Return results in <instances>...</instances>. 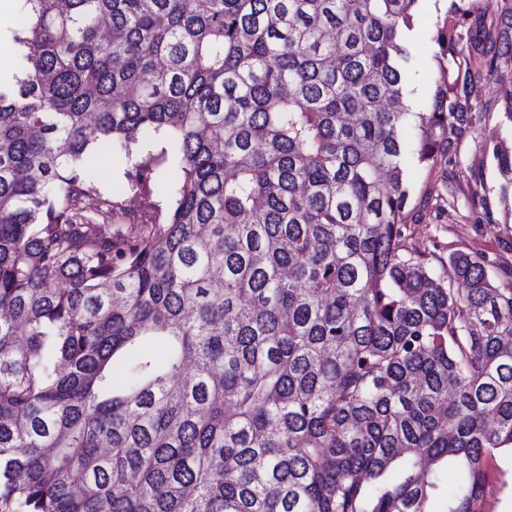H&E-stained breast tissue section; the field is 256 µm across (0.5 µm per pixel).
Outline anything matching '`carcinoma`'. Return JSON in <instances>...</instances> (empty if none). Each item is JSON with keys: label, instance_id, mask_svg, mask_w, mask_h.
Listing matches in <instances>:
<instances>
[{"label": "carcinoma", "instance_id": "1", "mask_svg": "<svg viewBox=\"0 0 512 512\" xmlns=\"http://www.w3.org/2000/svg\"><path fill=\"white\" fill-rule=\"evenodd\" d=\"M16 2L0 512H484L512 281L406 245L432 198L408 171L455 162L476 85L497 98L512 0H451L417 109L418 0ZM482 148L505 202L512 150ZM147 185L166 209L130 211ZM133 156L128 160L124 155L112 154L101 157V167L103 170V179L99 183L101 188L109 189L115 188L118 185H126L127 178L126 172L132 168V164L136 161Z\"/></svg>", "mask_w": 512, "mask_h": 512}]
</instances>
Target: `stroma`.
<instances>
[{
    "label": "stroma",
    "mask_w": 512,
    "mask_h": 512,
    "mask_svg": "<svg viewBox=\"0 0 512 512\" xmlns=\"http://www.w3.org/2000/svg\"><path fill=\"white\" fill-rule=\"evenodd\" d=\"M447 26L448 0H419L410 64L416 101L428 100L433 93L431 78L439 68L436 39ZM410 176L421 193L451 184L455 205L442 209L432 203L424 208L418 222L407 226L409 247L443 256L455 250L485 254L492 262L489 273L496 279L502 270H512V218L504 214L498 173L477 140L462 143L455 164L432 171L415 168Z\"/></svg>",
    "instance_id": "stroma-1"
}]
</instances>
